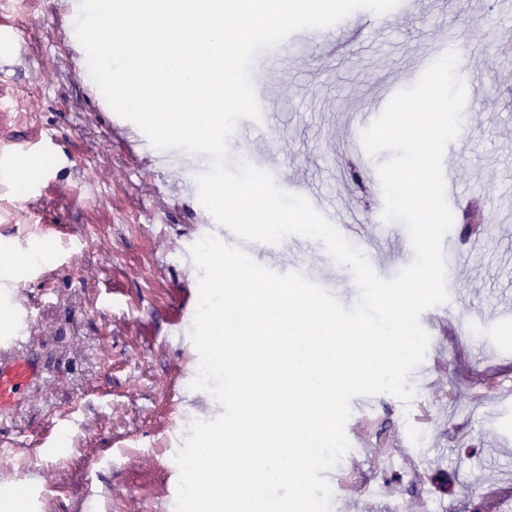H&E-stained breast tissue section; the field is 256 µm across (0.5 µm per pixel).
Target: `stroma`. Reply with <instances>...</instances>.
I'll use <instances>...</instances> for the list:
<instances>
[{
	"instance_id": "obj_1",
	"label": "stroma",
	"mask_w": 512,
	"mask_h": 512,
	"mask_svg": "<svg viewBox=\"0 0 512 512\" xmlns=\"http://www.w3.org/2000/svg\"><path fill=\"white\" fill-rule=\"evenodd\" d=\"M53 0H0V25L17 28L21 52L0 57V273L15 353L39 375L17 412L0 414V512H175L174 456L192 419L184 409L199 353L183 316L200 272L191 246L222 228L202 222L197 177L173 174L136 143L137 127L104 111L75 73L76 37H63ZM329 38L289 35L263 90H276L277 135L254 136L247 162L275 163L302 196L342 214H372L369 186L389 154L351 150L353 115L411 73L448 35L463 45L464 130L454 152L461 200L448 232L460 257L449 296L495 336L488 349L454 334L435 306L428 373L413 371L410 404L379 393L352 399L349 451L327 471L330 512H486L489 494H512V58L495 32L512 24L498 0H409L370 33L355 18ZM483 206L488 246L468 250L462 213ZM355 247L372 268L407 266L400 221L359 224ZM280 272L315 268L346 307L358 297L321 242L286 245ZM451 478L441 492L436 475Z\"/></svg>"
}]
</instances>
